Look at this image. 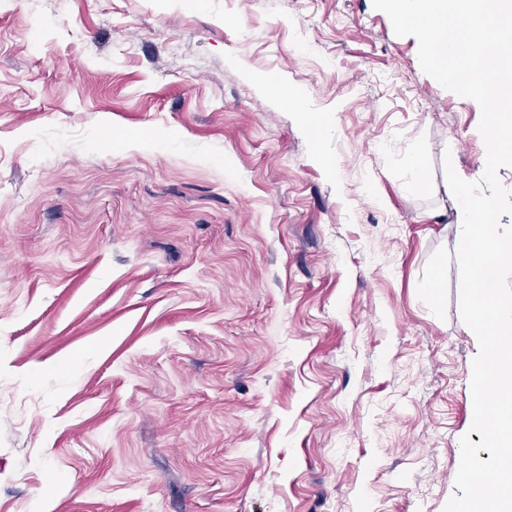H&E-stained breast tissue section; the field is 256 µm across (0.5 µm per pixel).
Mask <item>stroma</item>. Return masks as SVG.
Segmentation results:
<instances>
[{"label": "stroma", "instance_id": "35a3bbf8", "mask_svg": "<svg viewBox=\"0 0 512 512\" xmlns=\"http://www.w3.org/2000/svg\"><path fill=\"white\" fill-rule=\"evenodd\" d=\"M480 116L373 0H0V512H443Z\"/></svg>", "mask_w": 512, "mask_h": 512}]
</instances>
